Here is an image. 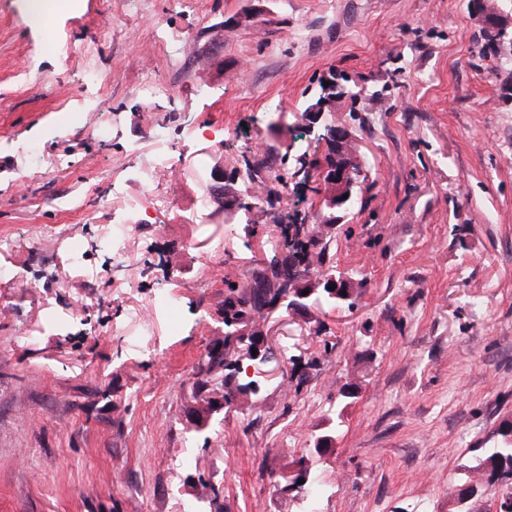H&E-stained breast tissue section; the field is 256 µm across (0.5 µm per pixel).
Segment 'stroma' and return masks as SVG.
Wrapping results in <instances>:
<instances>
[{
    "mask_svg": "<svg viewBox=\"0 0 512 512\" xmlns=\"http://www.w3.org/2000/svg\"><path fill=\"white\" fill-rule=\"evenodd\" d=\"M504 57L469 0H66L48 43L0 0V512H305L285 483L302 457L317 512H455L473 478L490 512L504 488L473 466L512 422ZM333 72L368 177L326 262L356 304L273 312L270 359L206 393L227 283L319 205L296 136ZM262 154L270 196L227 216L218 171ZM116 224L120 260L99 249Z\"/></svg>",
    "mask_w": 512,
    "mask_h": 512,
    "instance_id": "stroma-1",
    "label": "stroma"
}]
</instances>
